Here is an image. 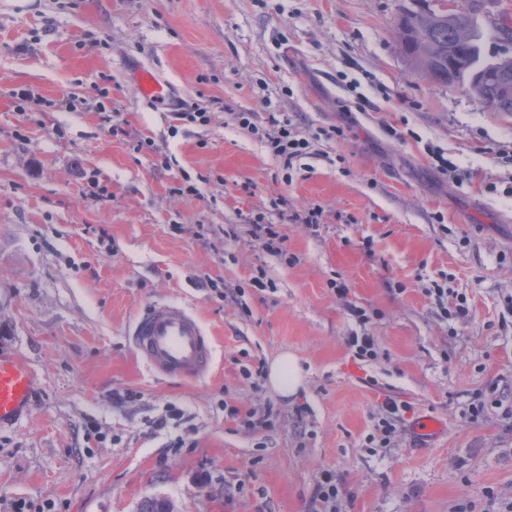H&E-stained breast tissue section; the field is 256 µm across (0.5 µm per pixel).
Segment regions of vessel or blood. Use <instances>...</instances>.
Here are the masks:
<instances>
[{
	"label": "vessel or blood",
	"instance_id": "1",
	"mask_svg": "<svg viewBox=\"0 0 512 512\" xmlns=\"http://www.w3.org/2000/svg\"><path fill=\"white\" fill-rule=\"evenodd\" d=\"M134 82L142 96L158 100L167 93L166 84L150 72H136ZM129 336L137 355L157 375L197 380L209 370L212 340L196 314L185 306L150 305L136 316ZM35 390L36 379L26 362L0 347V427L29 412Z\"/></svg>",
	"mask_w": 512,
	"mask_h": 512
}]
</instances>
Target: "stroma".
Masks as SVG:
<instances>
[{"mask_svg": "<svg viewBox=\"0 0 512 512\" xmlns=\"http://www.w3.org/2000/svg\"><path fill=\"white\" fill-rule=\"evenodd\" d=\"M407 2L0 0V344L38 383L0 429V512H135L153 494L179 512H325L327 471L336 512H512V197L487 190L512 180V117L410 72ZM140 68L164 101L141 97ZM193 101L210 123L179 119ZM286 118L311 144L289 169L261 137ZM430 145L468 178L448 182ZM315 206L317 226L292 221ZM260 218L287 257L254 239ZM158 301L209 331L206 377L134 353L128 325ZM353 305L377 341L364 360ZM284 352L298 395L243 378ZM389 397L410 409L379 444ZM426 417L445 429L420 445ZM133 78L136 86L144 97L158 100L164 98L167 94V85L158 80L150 72L137 71ZM342 495V485L335 479V475L327 472L323 481L317 486V498L324 504H332V510H336V502Z\"/></svg>", "mask_w": 512, "mask_h": 512, "instance_id": "stroma-1", "label": "stroma"}]
</instances>
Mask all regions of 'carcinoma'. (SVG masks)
<instances>
[{"mask_svg": "<svg viewBox=\"0 0 512 512\" xmlns=\"http://www.w3.org/2000/svg\"><path fill=\"white\" fill-rule=\"evenodd\" d=\"M427 10L417 16L420 37H406L397 26L402 54L410 65L429 81L453 85L468 80L470 90L495 111L512 114V93L504 90L501 79L512 82V58L498 59L499 76H484L479 62L481 49L476 26H462L443 9L445 0H424Z\"/></svg>", "mask_w": 512, "mask_h": 512, "instance_id": "cac0c4a2", "label": "carcinoma"}]
</instances>
